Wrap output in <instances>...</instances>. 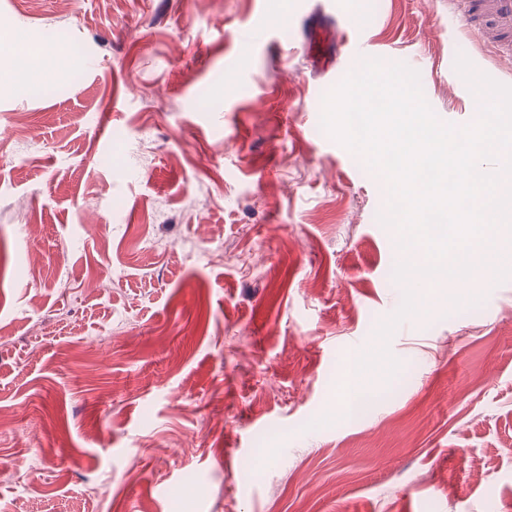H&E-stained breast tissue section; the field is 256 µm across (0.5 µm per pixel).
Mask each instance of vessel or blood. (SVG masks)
I'll use <instances>...</instances> for the list:
<instances>
[{"label": "vessel or blood", "instance_id": "obj_1", "mask_svg": "<svg viewBox=\"0 0 512 512\" xmlns=\"http://www.w3.org/2000/svg\"><path fill=\"white\" fill-rule=\"evenodd\" d=\"M451 19L489 39L499 60H512V0H448Z\"/></svg>", "mask_w": 512, "mask_h": 512}]
</instances>
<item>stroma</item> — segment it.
<instances>
[{"instance_id":"35a3bbf8","label":"stroma","mask_w":512,"mask_h":512,"mask_svg":"<svg viewBox=\"0 0 512 512\" xmlns=\"http://www.w3.org/2000/svg\"><path fill=\"white\" fill-rule=\"evenodd\" d=\"M324 0H0V512H512V278L419 294L392 378L336 385L400 307L383 179L320 126ZM436 116L448 0H346ZM66 28L84 47L47 44ZM49 45L43 97L15 76Z\"/></svg>"}]
</instances>
